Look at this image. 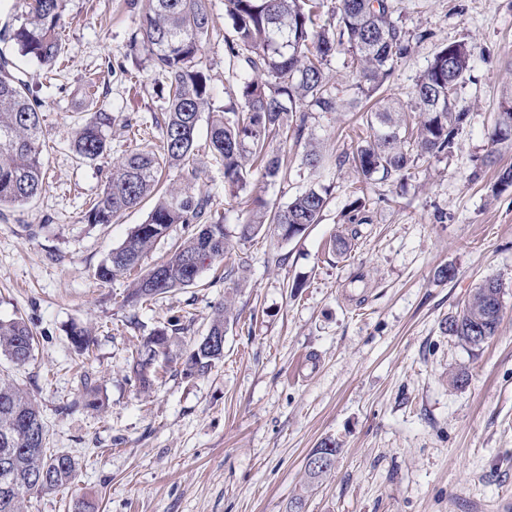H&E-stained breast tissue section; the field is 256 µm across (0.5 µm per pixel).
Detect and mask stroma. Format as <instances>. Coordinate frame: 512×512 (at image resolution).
Returning <instances> with one entry per match:
<instances>
[{"instance_id": "35a3bbf8", "label": "stroma", "mask_w": 512, "mask_h": 512, "mask_svg": "<svg viewBox=\"0 0 512 512\" xmlns=\"http://www.w3.org/2000/svg\"><path fill=\"white\" fill-rule=\"evenodd\" d=\"M144 3L63 0L58 62L13 58L42 112L46 188L0 210V319L24 317L36 336L28 364L0 356V378L31 394L50 448L80 463L71 487L27 495L25 512H288L308 454L328 438L341 452L304 512H512V187L497 183L512 143L496 137L512 100V0H395V19L416 39L380 97L410 104L439 44L475 48L458 93L469 125L451 153L420 158L403 183H362L347 161L366 135L359 113L318 112L309 134L343 157L335 174L313 172L302 146L277 140L287 169L272 183L253 175L228 205L224 170L199 131L196 172L166 176L226 211L235 241L225 261H245L246 278L217 282L207 270L193 286L130 307V277L105 283L96 270L148 209L116 224L84 215L139 131L161 135L152 81L121 73ZM100 112L112 117L108 148L77 162L72 133ZM322 185L328 204L303 236L237 240L255 198L281 206ZM339 237L350 244L341 256L332 250ZM443 268L452 278L439 277ZM489 277L503 284L502 317L473 347L445 321ZM228 287L240 315L223 361L192 380L161 368L138 392L131 353L187 312L188 339L204 336ZM73 322L92 327L89 353L73 351ZM456 372L468 376L458 387L449 382ZM86 381L106 397L105 411L73 408Z\"/></svg>"}]
</instances>
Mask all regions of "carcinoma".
Instances as JSON below:
<instances>
[{"mask_svg": "<svg viewBox=\"0 0 512 512\" xmlns=\"http://www.w3.org/2000/svg\"><path fill=\"white\" fill-rule=\"evenodd\" d=\"M324 0H224L232 34L223 36L229 61L248 70L224 108L212 103L209 78L200 52L213 30L205 0H147L138 29L128 44L155 76L163 100L158 149L146 146L128 153L115 167L97 203L85 214L89 224H114L129 209L149 200L153 205L144 223L135 226L113 249L96 274L104 282L138 267L143 255L181 224L187 237L169 256L131 282L124 303H147L177 288L193 286L204 269L224 260L233 248L226 216L212 209L211 199L196 196L186 186L160 187L164 168L196 164V136L201 113H209L212 159L224 168V196L233 199L246 190L251 169L260 165L262 178L276 180L285 160L272 144L291 138L304 144L302 162L312 168H336V157L305 137L314 112H339L343 100L331 91L327 73L331 59L346 50L356 62L349 85L352 100L369 97L390 80L398 63L411 52L413 36L394 19V0H334L328 19H322ZM61 0H33L27 22L11 35L18 53L43 65H54L61 53ZM473 47L442 43L418 79L414 99L405 110L385 102L366 117L370 134L353 157L364 180L381 176L407 180L417 161L452 152L466 128L469 112L457 103L458 87L471 68ZM111 117L100 112L74 132L76 157L95 160L107 150L102 127ZM41 112L23 81L0 73V208L23 206L45 189L42 175ZM327 189L310 188L285 206L256 201V210L239 225V239L249 240L266 228L283 240L302 236L317 223L327 205ZM502 285L476 288L462 310L448 317L445 330L478 347L475 337L494 336L500 324ZM237 318L234 291L224 292L209 324L207 336H222ZM193 318L187 314L155 330L143 342L165 363L179 366L186 378L208 374L223 358L202 347L200 339L181 349L182 335ZM72 348L84 353L95 338L90 330L71 323ZM35 336L28 320H0V355L16 365L33 357ZM128 378L142 392L151 389L157 369L142 361V351L128 359ZM74 406L93 411L106 408V398L89 382ZM78 461L47 448L44 423L36 401L22 388L0 381V512H23L25 495L68 487Z\"/></svg>", "mask_w": 512, "mask_h": 512, "instance_id": "cac0c4a2", "label": "carcinoma"}]
</instances>
